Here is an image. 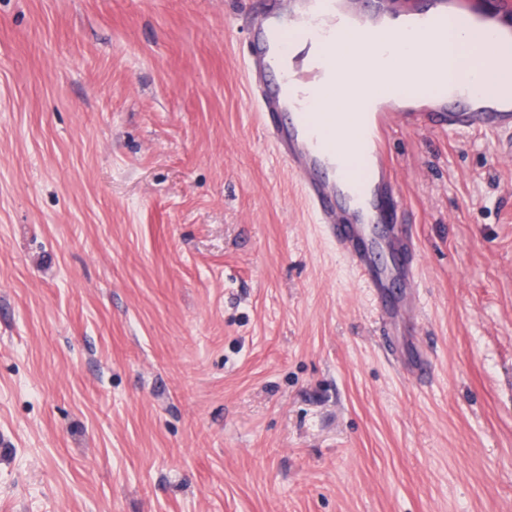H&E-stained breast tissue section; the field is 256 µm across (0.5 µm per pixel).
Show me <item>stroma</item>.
<instances>
[{"mask_svg": "<svg viewBox=\"0 0 512 512\" xmlns=\"http://www.w3.org/2000/svg\"><path fill=\"white\" fill-rule=\"evenodd\" d=\"M255 6L0 0V512H512V144L395 126L385 343L256 122Z\"/></svg>", "mask_w": 512, "mask_h": 512, "instance_id": "35a3bbf8", "label": "stroma"}]
</instances>
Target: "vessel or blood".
Wrapping results in <instances>:
<instances>
[{"instance_id": "b4317fda", "label": "vessel or blood", "mask_w": 512, "mask_h": 512, "mask_svg": "<svg viewBox=\"0 0 512 512\" xmlns=\"http://www.w3.org/2000/svg\"><path fill=\"white\" fill-rule=\"evenodd\" d=\"M452 25L481 33L491 62L512 61V0H259L248 32L245 64L259 127L298 176L313 223L366 288L388 336L419 304L421 268L389 159L395 123L512 136V93L479 91L466 71L445 93H418L443 79L438 48ZM350 35L363 56L348 64L337 49ZM406 35L421 38L431 64L379 69L381 51ZM352 84L358 110L340 130L335 113L318 106ZM392 288L403 289L402 303L389 300Z\"/></svg>"}]
</instances>
